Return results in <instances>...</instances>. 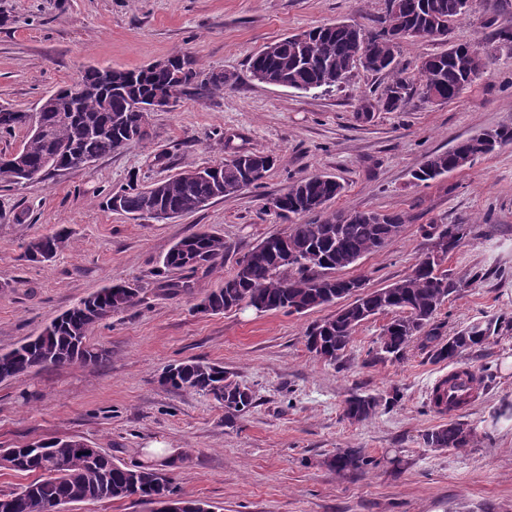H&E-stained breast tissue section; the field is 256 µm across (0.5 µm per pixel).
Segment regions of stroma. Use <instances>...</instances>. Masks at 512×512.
Wrapping results in <instances>:
<instances>
[{
  "label": "stroma",
  "mask_w": 512,
  "mask_h": 512,
  "mask_svg": "<svg viewBox=\"0 0 512 512\" xmlns=\"http://www.w3.org/2000/svg\"><path fill=\"white\" fill-rule=\"evenodd\" d=\"M382 0H0V105L34 111L40 98L91 66L134 69L176 52L232 83L183 94L151 115L149 141L21 186L0 183V353L10 351L82 298L117 283L140 288L133 308L103 320L90 341L95 363L35 368L0 382V449L75 438L128 467L152 466L180 495L215 512H512V144L467 168L418 184L412 173L483 130L512 124V50L495 48L488 68L455 100L411 98L399 112L361 120L364 98L385 75L354 67L327 92L254 80L248 61L267 44L340 21L371 26ZM512 17V0H475L450 40L491 43L490 18ZM237 151L276 155L258 187L167 220L112 211L107 198L130 181L147 185L223 161ZM330 175L344 185L329 211L399 212L400 237L340 277L385 288L431 248L430 224L468 234L441 265L460 289L435 323L451 336L471 323L505 326L461 366L489 378L467 408L445 415L432 390L451 369L420 341L382 358L389 312L361 322L336 362L309 352L305 334L335 315L228 310L200 301L237 261L289 220L270 208L296 179ZM66 229L55 257L28 262V242ZM207 230L227 249L215 267L187 273L163 258L185 236ZM198 360L224 367L254 405L234 424L212 396L159 385L165 367ZM353 395L378 400L361 423L343 417ZM456 420L472 428L467 448H429L423 433ZM358 448L369 463L349 472L330 461Z\"/></svg>",
  "instance_id": "obj_1"
}]
</instances>
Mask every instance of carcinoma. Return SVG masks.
<instances>
[{
	"label": "carcinoma",
	"mask_w": 512,
	"mask_h": 512,
	"mask_svg": "<svg viewBox=\"0 0 512 512\" xmlns=\"http://www.w3.org/2000/svg\"><path fill=\"white\" fill-rule=\"evenodd\" d=\"M472 4L473 0H384V8L372 28L338 22L306 31L303 40L293 34L278 40L275 52L263 49L251 56L249 68L253 74H265L272 85L304 92L326 90L350 77L354 59L366 45L370 56L365 70L386 75L388 82L381 94L362 103L359 111H398L415 94L427 100L433 93L444 101L453 100L474 82L492 58L481 42L473 44L472 52L453 45L422 57V83L417 86L404 76L398 56L401 44L407 40L448 43L451 26L471 10ZM168 60L170 70L87 68L77 82L39 101V134L27 129L26 112L0 106V132L27 130L19 153L26 173L14 167L0 168V181L23 185L58 170L74 169L82 157L95 161L148 140L150 135L140 131L139 106L157 93L177 99L188 88L204 93L224 90L223 72H206L193 56L185 53H176ZM511 143V125L481 131L446 152L429 156L413 171L412 178L426 184ZM274 164L271 155L240 152L238 157L220 164L186 170L147 186L130 184L117 193L119 211L141 218L159 204L175 215L191 213L220 194L231 197L259 186ZM343 189L339 181L324 175L292 182L281 195L279 210L300 221L288 225L287 232L263 240L269 250L260 252L254 248L245 254L233 274L211 290L201 304L218 314L250 300L261 302L269 311L289 313L295 305L311 310L336 301V288L328 284L344 290L354 279L337 277L335 271L348 267L347 259H360L395 241L405 223L403 215L396 212L324 214L327 203L340 196ZM426 236L431 241L443 240L446 253L459 246L466 236V227L431 224ZM67 240L65 232L39 237L29 242L24 257L32 262L49 260ZM283 242L302 262L294 266L277 264V251ZM226 249L222 237L197 232L171 247L163 265L194 272L205 264L216 265ZM460 287V283L440 270V262L428 252L407 277L355 298L341 306L334 316L313 325L306 334L307 349L316 355L327 354L336 361L343 356L353 331L362 321L400 309L402 315L383 330L380 351L400 359L413 338L420 336L422 347L429 350L433 361H452L467 350L482 347L491 334L502 328L498 322H477L446 339L439 336L438 327L434 326L436 314ZM139 293L138 288L111 286L81 299L38 336L0 353V381L34 368L99 361L102 353L90 343L95 326L134 307L139 302ZM159 380L173 390L189 389L213 396L224 405V419L228 423L253 407L250 389L216 364L179 362L168 366ZM377 406L372 397L353 395L345 402L343 416L352 423H360L369 419ZM422 440L428 448H464L473 444L474 432L450 421L426 431ZM331 464L341 472L358 470L368 461L359 450L346 448L336 454ZM0 465L38 474L21 490L5 497L0 495V500H10L9 512H53L60 503L129 498L141 501L176 495L172 479L159 469L118 465L102 449L73 438L3 449Z\"/></svg>",
	"instance_id": "1"
}]
</instances>
